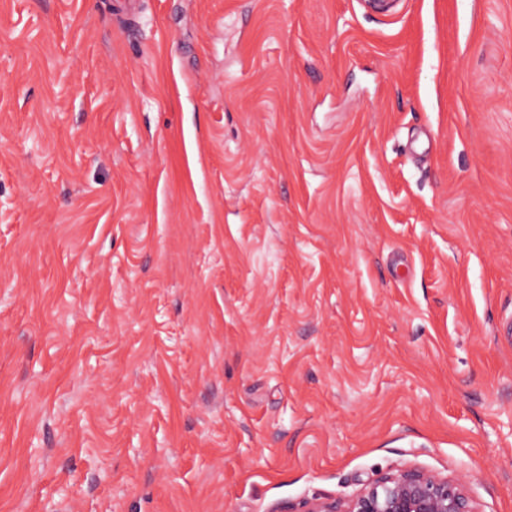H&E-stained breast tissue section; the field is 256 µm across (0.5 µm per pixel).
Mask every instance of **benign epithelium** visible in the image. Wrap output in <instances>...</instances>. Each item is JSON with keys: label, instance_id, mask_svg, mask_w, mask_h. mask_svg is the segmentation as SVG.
Masks as SVG:
<instances>
[{"label": "benign epithelium", "instance_id": "obj_1", "mask_svg": "<svg viewBox=\"0 0 512 512\" xmlns=\"http://www.w3.org/2000/svg\"><path fill=\"white\" fill-rule=\"evenodd\" d=\"M302 512H478L460 483L421 469L399 471L364 485L345 500L313 498Z\"/></svg>", "mask_w": 512, "mask_h": 512}]
</instances>
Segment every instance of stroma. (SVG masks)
I'll use <instances>...</instances> for the list:
<instances>
[{
	"instance_id": "35a3bbf8",
	"label": "stroma",
	"mask_w": 512,
	"mask_h": 512,
	"mask_svg": "<svg viewBox=\"0 0 512 512\" xmlns=\"http://www.w3.org/2000/svg\"><path fill=\"white\" fill-rule=\"evenodd\" d=\"M0 0V512H512V0ZM299 512H479L460 483L421 469L398 471L345 500L313 498Z\"/></svg>"
}]
</instances>
